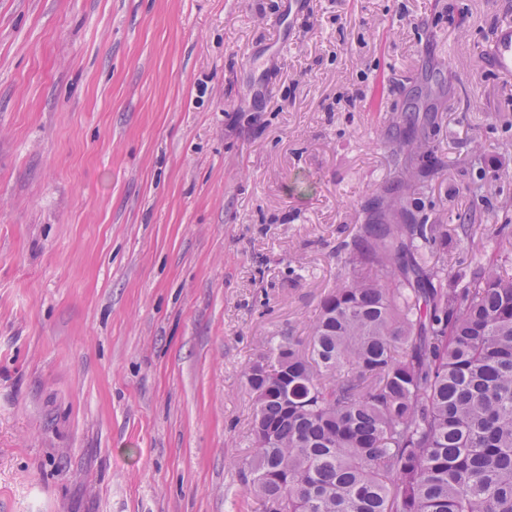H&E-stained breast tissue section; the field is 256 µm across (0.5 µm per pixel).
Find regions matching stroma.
Here are the masks:
<instances>
[{
  "mask_svg": "<svg viewBox=\"0 0 512 512\" xmlns=\"http://www.w3.org/2000/svg\"><path fill=\"white\" fill-rule=\"evenodd\" d=\"M287 11L0 0V512H259L244 371L308 341L427 81L412 208L480 224L449 271L512 273V77L482 56L512 0Z\"/></svg>",
  "mask_w": 512,
  "mask_h": 512,
  "instance_id": "stroma-1",
  "label": "stroma"
}]
</instances>
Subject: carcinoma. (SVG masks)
I'll use <instances>...</instances> for the list:
<instances>
[{"mask_svg": "<svg viewBox=\"0 0 512 512\" xmlns=\"http://www.w3.org/2000/svg\"><path fill=\"white\" fill-rule=\"evenodd\" d=\"M442 95L391 121L388 201L340 243L308 347L245 372L263 512H512V276L494 256L448 273V225L409 207Z\"/></svg>", "mask_w": 512, "mask_h": 512, "instance_id": "obj_1", "label": "carcinoma"}]
</instances>
